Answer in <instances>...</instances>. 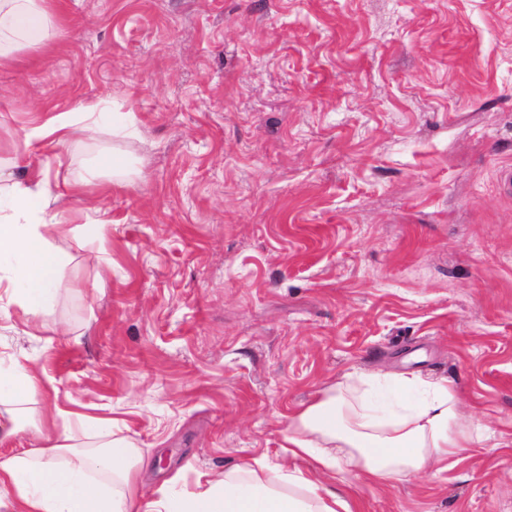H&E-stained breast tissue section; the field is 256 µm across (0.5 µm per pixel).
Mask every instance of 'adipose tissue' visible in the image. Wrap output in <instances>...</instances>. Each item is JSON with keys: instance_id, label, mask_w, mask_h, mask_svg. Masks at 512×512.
<instances>
[{"instance_id": "adipose-tissue-1", "label": "adipose tissue", "mask_w": 512, "mask_h": 512, "mask_svg": "<svg viewBox=\"0 0 512 512\" xmlns=\"http://www.w3.org/2000/svg\"><path fill=\"white\" fill-rule=\"evenodd\" d=\"M56 24L54 0H0V65L49 46ZM100 119L96 105H87L32 127L30 135L65 145L91 137ZM88 181L77 175L60 194L48 175L17 180L0 171V259L11 260L0 269V303L18 306L26 322L61 287L62 259L49 240L68 233L59 207ZM362 383L363 392L351 397L342 384L328 386L289 416L281 448L307 461L308 471L239 465L176 497L159 488L147 501L142 474L152 462L131 438L115 435L105 420L66 411L62 431L44 429L17 406L19 397L35 395L37 376L17 362L0 364V445L27 434L34 442L0 455V512H352L312 473L405 482L453 467L474 444L460 395L447 380L374 371Z\"/></svg>"}]
</instances>
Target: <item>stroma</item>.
<instances>
[{"mask_svg":"<svg viewBox=\"0 0 512 512\" xmlns=\"http://www.w3.org/2000/svg\"><path fill=\"white\" fill-rule=\"evenodd\" d=\"M42 51L0 67V162L87 103L93 138L34 141L18 177L98 154L51 238L62 290L0 358L30 406L108 418L194 489L294 468L289 414L350 373L445 378L488 437L386 488L329 472L354 512H512V0H59ZM128 127L113 134V124ZM105 223L103 238L85 224Z\"/></svg>","mask_w":512,"mask_h":512,"instance_id":"stroma-1","label":"stroma"}]
</instances>
